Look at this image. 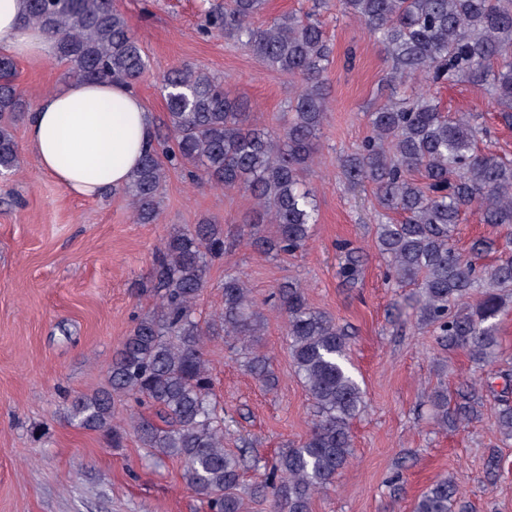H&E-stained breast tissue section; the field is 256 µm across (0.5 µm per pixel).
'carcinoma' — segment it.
<instances>
[{
	"label": "carcinoma",
	"instance_id": "carcinoma-1",
	"mask_svg": "<svg viewBox=\"0 0 512 512\" xmlns=\"http://www.w3.org/2000/svg\"><path fill=\"white\" fill-rule=\"evenodd\" d=\"M312 0L302 17L283 13L258 26L267 0H224L203 11L201 29L224 35L272 70L299 78L276 127L250 122L246 102L224 90L213 74L182 65L165 79V127L173 145L152 146L122 188L138 224H152L171 168L249 195L245 244L266 254L304 249L319 221L310 175L320 155L319 133L328 112V70L334 60L320 11ZM341 16L359 22L389 62L382 81L390 96L365 114L369 134L340 159L346 182L369 184L377 203L376 246L393 282L415 286L402 296L398 316L438 330L448 349L460 350L480 368L500 357L498 320L512 312V161L495 150L473 112H442L432 87L467 83L512 124V0H336ZM23 22L55 39L56 58L84 80L128 85L146 70L139 40L114 0H26ZM13 59L0 53V171L19 163L14 127L25 112ZM504 231L496 262H476L488 242L476 239L465 257L455 247L462 216ZM402 216L399 221L391 214ZM340 274L357 284L361 255L350 243ZM224 257V233L205 221L169 235L155 256L160 288L156 311L141 317L112 358L109 388L76 397L70 418L88 430H107L118 444L132 428L146 448L184 463L183 480L207 512H246L242 484L246 459L224 448V410L212 400L205 345L222 336L266 385L259 302L245 281L224 278V307L201 323L196 304L209 265ZM480 299L469 304L474 293ZM279 313L296 372L314 408L312 426L299 443L281 451L269 467L264 497L270 512H310L314 495L335 488L351 457V420L364 408L363 390L348 368V333L312 307L301 285L279 292ZM493 394L496 426L512 439V376L501 375ZM489 387L473 378L448 409V392L430 396L441 426L477 417L478 394ZM153 411L117 423L115 398ZM457 484L442 477L416 500L413 512H451Z\"/></svg>",
	"mask_w": 512,
	"mask_h": 512
}]
</instances>
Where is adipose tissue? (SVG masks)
Segmentation results:
<instances>
[{"label": "adipose tissue", "mask_w": 512, "mask_h": 512, "mask_svg": "<svg viewBox=\"0 0 512 512\" xmlns=\"http://www.w3.org/2000/svg\"><path fill=\"white\" fill-rule=\"evenodd\" d=\"M24 0H0V48L19 58L49 56L53 38L21 21ZM154 119L120 82L73 78L44 95L26 121V148L70 193L121 189L154 139Z\"/></svg>", "instance_id": "obj_1"}]
</instances>
